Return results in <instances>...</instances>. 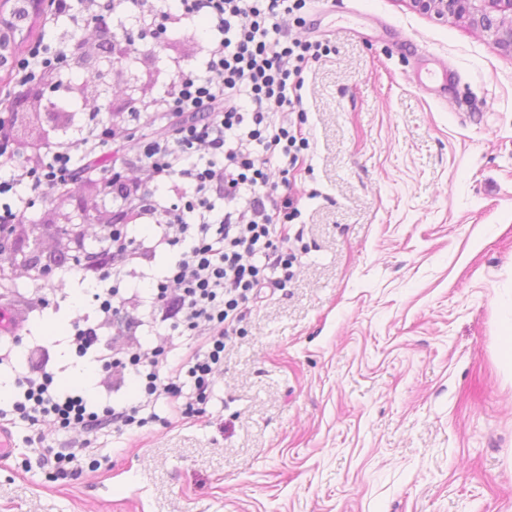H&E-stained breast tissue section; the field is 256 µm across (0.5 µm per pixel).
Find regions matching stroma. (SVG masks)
Wrapping results in <instances>:
<instances>
[{"label":"stroma","mask_w":512,"mask_h":512,"mask_svg":"<svg viewBox=\"0 0 512 512\" xmlns=\"http://www.w3.org/2000/svg\"><path fill=\"white\" fill-rule=\"evenodd\" d=\"M91 24L72 0L32 34L70 40L52 82L26 90L45 113L66 102L61 140L89 123L83 95L123 136L141 126L131 108L201 64V26L122 59L111 32L95 52L81 46ZM281 25L328 47L303 73L293 278L228 343L202 417L100 432L91 463L65 479L18 423L0 512H512V54L409 0H308ZM425 60L454 73L448 90L417 84ZM17 195L36 227L18 261L49 248L56 212L80 225L82 256L107 246L100 219L127 208L113 190L87 205L81 184ZM48 280L59 292L41 309L29 276L15 278L12 346L25 366L63 367L60 383L92 400H124L116 371L56 343L90 282L68 267Z\"/></svg>","instance_id":"1"}]
</instances>
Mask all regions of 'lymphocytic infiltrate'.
Instances as JSON below:
<instances>
[{"label": "lymphocytic infiltrate", "mask_w": 512, "mask_h": 512, "mask_svg": "<svg viewBox=\"0 0 512 512\" xmlns=\"http://www.w3.org/2000/svg\"><path fill=\"white\" fill-rule=\"evenodd\" d=\"M306 0H173L154 12L162 32L203 20L204 69H177L165 96L152 108L163 134L144 139L128 155L118 139L92 127L79 148L47 140L25 162L0 177V227L17 224L23 206L14 198L20 185L60 189L75 169L76 154L108 155L113 166H147L152 186L129 202L153 226V249L168 251L164 276L153 283V322L170 334L152 348L127 346L113 355L114 336L141 321L131 314L109 279L137 277L143 243L117 236L109 249L78 265L80 276L95 274L101 289L94 313H77L67 341L76 354L101 369L122 368L134 385L121 403L91 404L75 388L58 386L53 371L40 365L18 371L12 347L0 348V368L14 371L16 391L0 402V428L24 422L26 443L41 466L61 476L77 473L94 435L105 427L133 433L159 422V409L184 420L203 412L212 379L224 364V348L238 334L251 305L285 288L296 260L288 251V220L299 213L291 192L300 154L309 145L292 114L300 106L302 73L319 59L324 45L302 37L282 38L278 21L301 10ZM65 56L64 48L30 45L16 61L19 86ZM77 429L85 438L54 450L41 429Z\"/></svg>", "instance_id": "1"}]
</instances>
